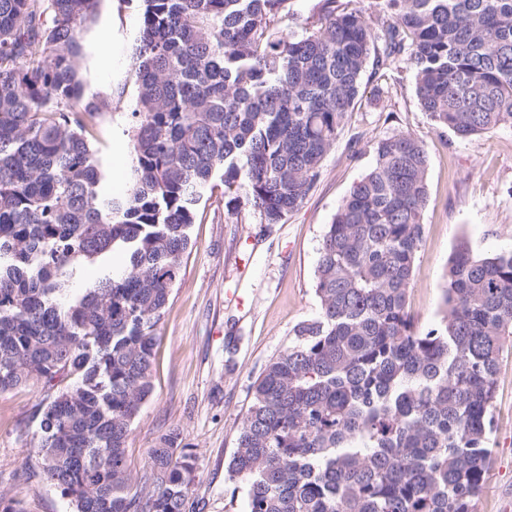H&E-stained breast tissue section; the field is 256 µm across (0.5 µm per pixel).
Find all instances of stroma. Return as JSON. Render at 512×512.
Masks as SVG:
<instances>
[{
  "instance_id": "obj_1",
  "label": "stroma",
  "mask_w": 512,
  "mask_h": 512,
  "mask_svg": "<svg viewBox=\"0 0 512 512\" xmlns=\"http://www.w3.org/2000/svg\"><path fill=\"white\" fill-rule=\"evenodd\" d=\"M142 0H101L83 34L80 73L86 92L119 90L128 81ZM130 114H105L95 144L125 193ZM408 132L429 159L424 241L417 254L408 308L418 328L439 323L448 261L460 243L474 252L512 249V128L457 138L439 132L423 112L407 64L367 65L354 112L326 156L304 203L278 224L226 203L223 187L200 207L180 283L156 331L153 388L128 439L134 477L148 469L158 437L177 431L179 447L196 456L197 512H245L240 481L227 467L254 383L291 343L294 326L316 315L319 243L344 197L373 162L375 144ZM40 392L0 393V494L23 512H72L59 489L35 475ZM493 454L473 512H512V348H504L493 408Z\"/></svg>"
}]
</instances>
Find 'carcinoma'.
Here are the masks:
<instances>
[{"mask_svg":"<svg viewBox=\"0 0 512 512\" xmlns=\"http://www.w3.org/2000/svg\"><path fill=\"white\" fill-rule=\"evenodd\" d=\"M354 2L319 0L296 34L294 0H143L129 189L114 196L93 143L112 97L80 78L100 0H0V393L44 395L38 466L72 512H194L195 455L177 432L139 481L126 442L215 180L281 223L318 180L371 59L410 66L442 131L512 126V0ZM428 168L412 134L380 141L326 225L319 310L257 378L229 464L248 512H472L512 342V250L460 246L442 319L418 330L407 298ZM111 253L129 265L71 288L75 269Z\"/></svg>","mask_w":512,"mask_h":512,"instance_id":"cac0c4a2","label":"carcinoma"}]
</instances>
